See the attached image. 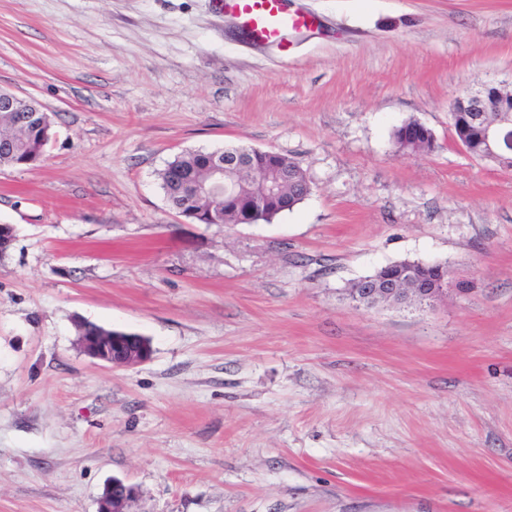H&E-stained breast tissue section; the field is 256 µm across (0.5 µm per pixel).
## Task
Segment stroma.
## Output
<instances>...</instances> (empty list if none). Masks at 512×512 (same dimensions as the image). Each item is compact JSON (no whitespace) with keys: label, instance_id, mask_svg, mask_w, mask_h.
<instances>
[{"label":"stroma","instance_id":"35a3bbf8","mask_svg":"<svg viewBox=\"0 0 512 512\" xmlns=\"http://www.w3.org/2000/svg\"><path fill=\"white\" fill-rule=\"evenodd\" d=\"M288 52L215 0H0V88L53 121L0 168V512H512V168L450 108L512 81V0H291ZM417 120L432 150L398 151ZM272 150L310 194L258 224H195L159 173ZM444 262L426 309L355 281ZM470 284L468 292L455 288ZM148 337L112 368L78 325ZM134 495L132 486L121 480H114L102 497L98 512H127L124 507Z\"/></svg>","mask_w":512,"mask_h":512}]
</instances>
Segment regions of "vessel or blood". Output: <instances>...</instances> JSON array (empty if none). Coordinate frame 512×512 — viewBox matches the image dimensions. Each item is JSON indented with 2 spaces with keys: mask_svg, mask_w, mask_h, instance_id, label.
Returning <instances> with one entry per match:
<instances>
[{
  "mask_svg": "<svg viewBox=\"0 0 512 512\" xmlns=\"http://www.w3.org/2000/svg\"><path fill=\"white\" fill-rule=\"evenodd\" d=\"M224 11L244 26L253 42L258 44L284 42L289 31L316 26L315 16L292 12L286 0H219Z\"/></svg>",
  "mask_w": 512,
  "mask_h": 512,
  "instance_id": "obj_1",
  "label": "vessel or blood"
}]
</instances>
